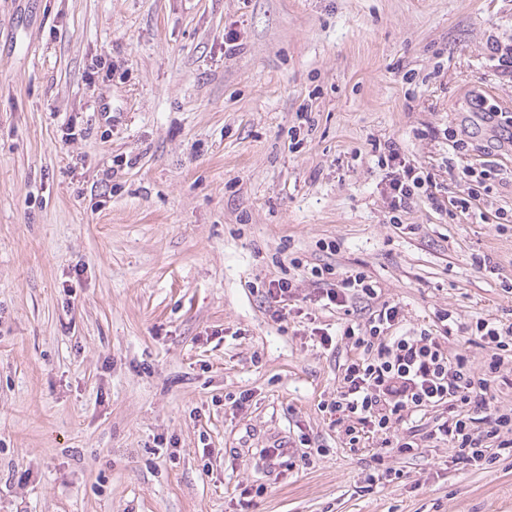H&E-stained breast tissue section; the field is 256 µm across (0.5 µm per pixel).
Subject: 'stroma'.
Wrapping results in <instances>:
<instances>
[{
    "instance_id": "35a3bbf8",
    "label": "stroma",
    "mask_w": 512,
    "mask_h": 512,
    "mask_svg": "<svg viewBox=\"0 0 512 512\" xmlns=\"http://www.w3.org/2000/svg\"><path fill=\"white\" fill-rule=\"evenodd\" d=\"M494 41L512 0H0V512H512V457L349 447L324 404L359 351L312 334L445 309L477 370L465 326L512 323V222L421 198L390 223L372 152L445 201L499 163L484 208L512 215V150L477 123L512 113ZM293 256L377 295L328 312L299 271L273 320L253 283Z\"/></svg>"
}]
</instances>
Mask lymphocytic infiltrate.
Here are the masks:
<instances>
[{"instance_id": "lymphocytic-infiltrate-1", "label": "lymphocytic infiltrate", "mask_w": 512, "mask_h": 512, "mask_svg": "<svg viewBox=\"0 0 512 512\" xmlns=\"http://www.w3.org/2000/svg\"><path fill=\"white\" fill-rule=\"evenodd\" d=\"M381 168L393 170L383 188L389 200L390 223L401 221L415 198L426 196L438 204V183L433 173L407 162L395 143L384 145L377 159ZM316 301L341 307L354 296L372 298L377 283L363 271L337 277L332 266H312ZM441 336L428 330L400 331L398 307L382 305L363 325L346 326L344 337L362 348L361 357L342 369V386L328 404L343 425L350 447H358L366 433L381 434L383 445L407 452L416 448L413 436L391 437L394 424L409 420L425 407L447 406L448 417L428 433L447 441L453 458L480 462L494 454H512V410L490 407L488 394L500 373L503 356L512 352V323L477 319L470 332L486 349L481 372H474L466 353H449L444 340L452 336L451 315L439 313ZM485 427H478V420Z\"/></svg>"}]
</instances>
